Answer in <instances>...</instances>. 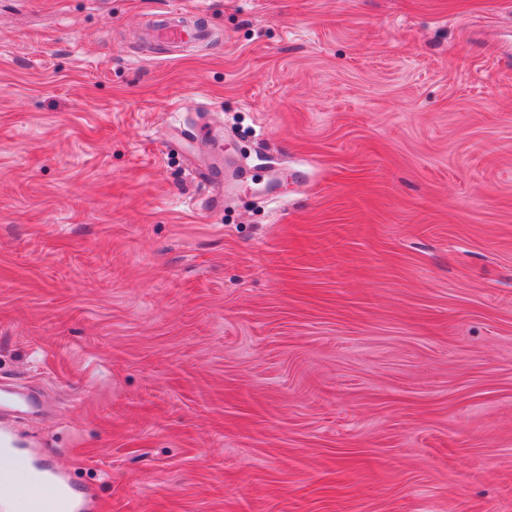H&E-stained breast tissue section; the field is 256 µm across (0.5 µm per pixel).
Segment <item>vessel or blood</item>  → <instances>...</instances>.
Segmentation results:
<instances>
[{
  "label": "vessel or blood",
  "instance_id": "1",
  "mask_svg": "<svg viewBox=\"0 0 512 512\" xmlns=\"http://www.w3.org/2000/svg\"><path fill=\"white\" fill-rule=\"evenodd\" d=\"M56 491L45 496L46 484ZM9 512H92L94 504L87 494L75 493L65 477L50 466L33 469L20 455L14 456L10 467L0 469V510Z\"/></svg>",
  "mask_w": 512,
  "mask_h": 512
}]
</instances>
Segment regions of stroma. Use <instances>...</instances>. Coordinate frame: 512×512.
Here are the masks:
<instances>
[{"mask_svg": "<svg viewBox=\"0 0 512 512\" xmlns=\"http://www.w3.org/2000/svg\"><path fill=\"white\" fill-rule=\"evenodd\" d=\"M0 421L99 512H512V0H0Z\"/></svg>", "mask_w": 512, "mask_h": 512, "instance_id": "35a3bbf8", "label": "stroma"}]
</instances>
